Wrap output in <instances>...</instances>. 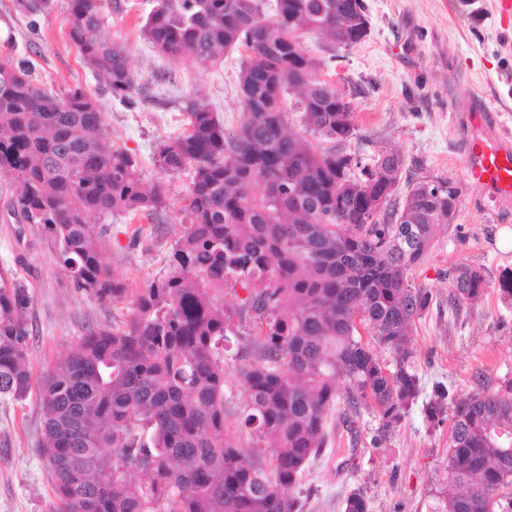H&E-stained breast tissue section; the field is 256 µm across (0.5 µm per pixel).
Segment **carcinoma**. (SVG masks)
<instances>
[{
    "instance_id": "1",
    "label": "carcinoma",
    "mask_w": 512,
    "mask_h": 512,
    "mask_svg": "<svg viewBox=\"0 0 512 512\" xmlns=\"http://www.w3.org/2000/svg\"><path fill=\"white\" fill-rule=\"evenodd\" d=\"M360 11L364 0H155L140 36L167 59L210 64L244 48L243 120L228 131L186 97V130L156 151L161 168L194 172L167 276L139 290L124 327L90 330L42 377L54 512H302L288 490L326 447L333 407L374 409L385 437L417 402L411 336L432 294L410 274L450 222L448 189L416 178L399 201V154L371 166L336 155V138L357 131L350 102L300 42L303 33L361 42ZM103 24V0H68L84 64L130 100L140 85ZM294 88L308 98L298 129L282 107ZM0 177L18 185L13 214L42 226L76 288L101 302L126 296L94 220L151 215L165 190L146 185L135 157L113 144L97 99L80 87L47 90L10 54H0ZM369 193L387 200L371 223ZM448 280L455 309L486 289L468 264ZM239 288L257 319L237 368L248 393L242 424L269 449L267 470L224 431L233 313L216 294ZM27 303L0 273L1 399L21 401L32 388ZM423 410L435 426L450 421L437 512H512V380L464 396L437 386ZM344 512H369L361 490Z\"/></svg>"
}]
</instances>
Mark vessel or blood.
Returning <instances> with one entry per match:
<instances>
[{
  "label": "vessel or blood",
  "mask_w": 512,
  "mask_h": 512,
  "mask_svg": "<svg viewBox=\"0 0 512 512\" xmlns=\"http://www.w3.org/2000/svg\"><path fill=\"white\" fill-rule=\"evenodd\" d=\"M469 137L465 147V167L468 177L478 184L488 197L512 198V137L491 130L484 113L466 115Z\"/></svg>",
  "instance_id": "b4317fda"
}]
</instances>
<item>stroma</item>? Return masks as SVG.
<instances>
[{"label": "stroma", "mask_w": 512, "mask_h": 512, "mask_svg": "<svg viewBox=\"0 0 512 512\" xmlns=\"http://www.w3.org/2000/svg\"><path fill=\"white\" fill-rule=\"evenodd\" d=\"M498 0H365L370 23L358 44L332 47L309 33L300 41L308 54L325 60L326 79L344 90L355 113L357 133L345 143L362 157L399 152L412 178H449L461 189L456 214L433 248L412 271L432 302L412 333L423 393L434 383L460 394L478 385L496 389L512 379V305L501 302L499 279L512 269V249L498 245L500 228H512V201L489 198L467 177V105L484 109L497 128L512 134V18L502 19ZM68 0L30 15L17 0H0V53L32 62L33 77L62 93L74 86L102 106L113 141L138 160L142 180L166 188V201L149 219L115 215L102 220L99 247L130 294L164 278L182 222V197L191 169L169 172L155 161L161 143L186 128L184 97L207 103L227 130L239 127L234 51L201 66L162 58L138 35L153 0H104L102 35L121 45L142 87L134 102L112 96L80 59L66 27ZM14 183L0 180V273L27 291L28 364L41 376L64 359L82 336L97 327L120 326L131 315L128 298L100 302L76 288L56 262L42 227L17 222L10 203ZM480 268L487 288L481 302L452 309L448 270L457 264ZM230 361L224 382V427L234 443L255 450L268 467V450L240 422L246 392ZM329 442L307 464L292 491L303 512H343L346 496L362 489L369 512H435V483L446 466L447 426L430 427L421 405H413L385 440H377L379 418L338 404L328 416ZM42 444L37 394L0 400V512H52L56 501Z\"/></svg>", "instance_id": "35a3bbf8"}]
</instances>
